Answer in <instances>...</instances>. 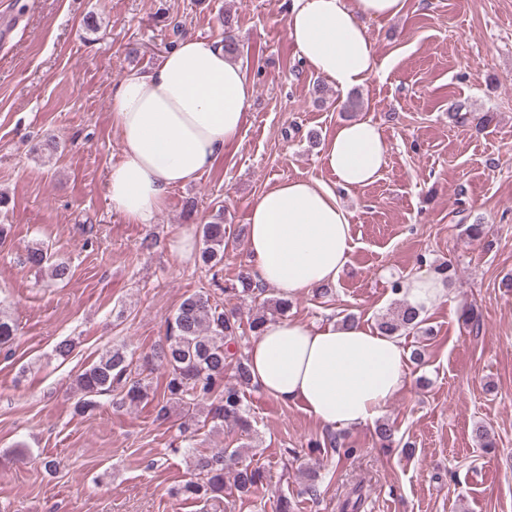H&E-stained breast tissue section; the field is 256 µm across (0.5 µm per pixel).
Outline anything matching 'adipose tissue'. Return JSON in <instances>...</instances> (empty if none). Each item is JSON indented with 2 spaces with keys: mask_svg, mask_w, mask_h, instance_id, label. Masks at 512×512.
<instances>
[{
  "mask_svg": "<svg viewBox=\"0 0 512 512\" xmlns=\"http://www.w3.org/2000/svg\"><path fill=\"white\" fill-rule=\"evenodd\" d=\"M402 6L403 0H291L287 35L309 69L349 90L379 69L363 19L391 18ZM252 97V83L216 41L184 40L150 73L127 75L111 96L124 147L108 175L113 210L130 223H151L172 189L197 177L238 137ZM323 162L335 187L291 179L249 206V274L285 299L334 284L348 263L350 214L335 190L379 178L386 163L382 130L368 119L343 123ZM248 364L264 393L302 404L329 429L375 421L408 381L400 340L359 322L269 321L250 343Z\"/></svg>",
  "mask_w": 512,
  "mask_h": 512,
  "instance_id": "obj_1",
  "label": "adipose tissue"
}]
</instances>
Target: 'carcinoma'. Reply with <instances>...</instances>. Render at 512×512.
Here are the masks:
<instances>
[{"label":"carcinoma","mask_w":512,"mask_h":512,"mask_svg":"<svg viewBox=\"0 0 512 512\" xmlns=\"http://www.w3.org/2000/svg\"><path fill=\"white\" fill-rule=\"evenodd\" d=\"M203 248L201 262L215 271L224 261L229 240L224 232V209H218L212 221L202 225ZM26 262L51 281H62L70 274L69 266L54 261L48 250L33 247ZM425 322L418 308L402 303L379 323L381 332L394 336L401 331L419 329ZM241 324L235 315L224 311V304L208 291H198L185 297L167 326L164 343L152 355L134 366V354L124 344L105 348L99 357L76 375L74 384L79 398L74 406L78 413L95 409L103 396L117 395L126 403H137L148 397L149 384L140 369H149L156 359L165 368L166 385L162 399L155 406L156 419L166 421L172 409L183 413L179 431L184 440L195 437L208 426L212 430L234 423L246 437H251V421L246 408L248 388L252 382L248 356L239 347ZM17 327L0 313V348L13 344ZM234 367V381H224V372ZM376 437L381 447L395 443V430L387 422L376 425ZM246 445L235 448H212L188 456L190 478L178 489L183 497L207 503L213 512H224V476L232 478L230 487L247 494L265 478L263 468L246 459Z\"/></svg>","instance_id":"obj_1"}]
</instances>
